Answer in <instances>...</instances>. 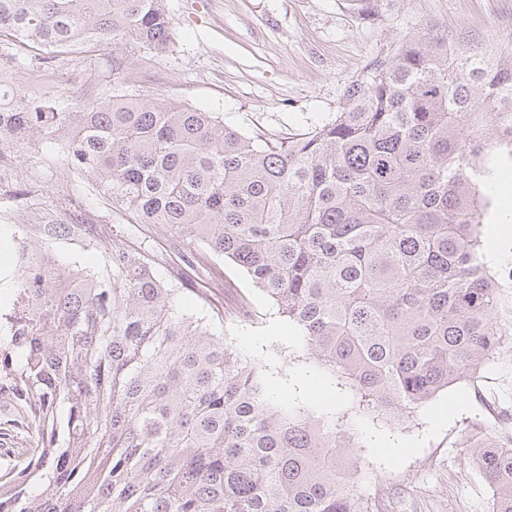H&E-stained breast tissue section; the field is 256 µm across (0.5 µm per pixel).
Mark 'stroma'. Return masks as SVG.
I'll return each instance as SVG.
<instances>
[{
  "mask_svg": "<svg viewBox=\"0 0 512 512\" xmlns=\"http://www.w3.org/2000/svg\"><path fill=\"white\" fill-rule=\"evenodd\" d=\"M168 48L125 55L131 86L205 112L248 135L321 126L339 112L349 85L402 39L426 32L489 43L512 27V0H396L384 20L357 18L343 0H164ZM117 57L111 48L58 56L55 89L82 101L107 98ZM56 224L75 225L63 237ZM49 250L64 264L98 270L113 244L156 257V275L181 284L179 304L244 355L305 397L309 413L345 418L368 462L362 494L380 512H491L492 491L465 451L468 438L512 434V335L474 378L450 386L400 425L356 413L353 394L327 386V372L300 355L299 336L245 273L228 262L189 266L181 238L160 224L130 223L90 174L68 166L50 143L0 156V278L12 280L17 243ZM406 443L383 460L375 438Z\"/></svg>",
  "mask_w": 512,
  "mask_h": 512,
  "instance_id": "obj_1",
  "label": "stroma"
}]
</instances>
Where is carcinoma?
Listing matches in <instances>:
<instances>
[{
    "mask_svg": "<svg viewBox=\"0 0 512 512\" xmlns=\"http://www.w3.org/2000/svg\"><path fill=\"white\" fill-rule=\"evenodd\" d=\"M365 21L394 0H344ZM163 0H0V36L45 69L89 45L156 52ZM512 41H403L312 131L252 138L215 112L133 91L39 96L0 64V145L56 144L132 224L176 231L199 265L239 266L304 355L399 422L474 377L509 330L482 228L512 161ZM155 260L112 245L103 269L19 256L1 314L0 512H372L355 438L272 399L266 368L177 304ZM467 451L512 512V448Z\"/></svg>",
    "mask_w": 512,
    "mask_h": 512,
    "instance_id": "carcinoma-1",
    "label": "carcinoma"
}]
</instances>
